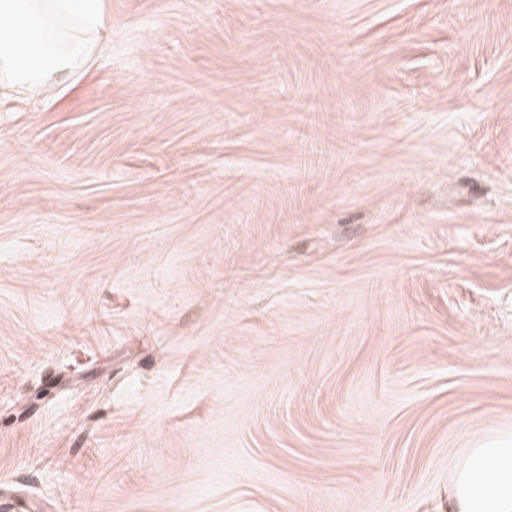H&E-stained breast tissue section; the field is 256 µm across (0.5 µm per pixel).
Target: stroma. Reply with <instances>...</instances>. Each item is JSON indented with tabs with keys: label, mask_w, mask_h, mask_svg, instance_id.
<instances>
[{
	"label": "stroma",
	"mask_w": 512,
	"mask_h": 512,
	"mask_svg": "<svg viewBox=\"0 0 512 512\" xmlns=\"http://www.w3.org/2000/svg\"><path fill=\"white\" fill-rule=\"evenodd\" d=\"M0 104V512H448L512 441V0H106Z\"/></svg>",
	"instance_id": "obj_1"
}]
</instances>
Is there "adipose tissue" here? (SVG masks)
Wrapping results in <instances>:
<instances>
[{"label": "adipose tissue", "instance_id": "ef3b65f1", "mask_svg": "<svg viewBox=\"0 0 512 512\" xmlns=\"http://www.w3.org/2000/svg\"><path fill=\"white\" fill-rule=\"evenodd\" d=\"M104 0H0V90L35 95L88 63L109 36ZM450 512H512V442L472 448L448 488Z\"/></svg>", "mask_w": 512, "mask_h": 512}]
</instances>
